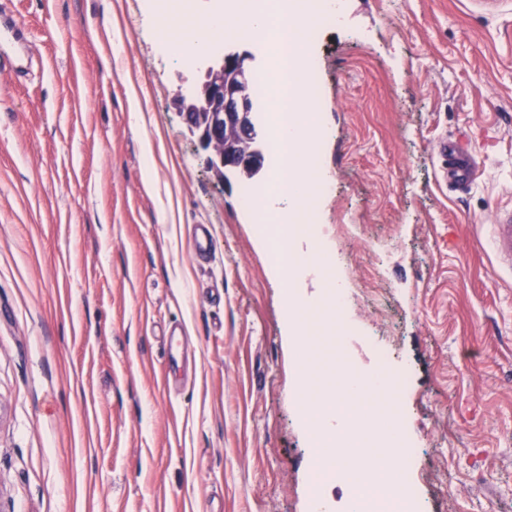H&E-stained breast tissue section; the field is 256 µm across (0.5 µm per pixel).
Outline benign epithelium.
<instances>
[{
	"mask_svg": "<svg viewBox=\"0 0 512 512\" xmlns=\"http://www.w3.org/2000/svg\"><path fill=\"white\" fill-rule=\"evenodd\" d=\"M248 54L212 55L201 63L199 80L180 95L187 131L206 168L221 181L228 174L260 177L266 161L250 100Z\"/></svg>",
	"mask_w": 512,
	"mask_h": 512,
	"instance_id": "1",
	"label": "benign epithelium"
}]
</instances>
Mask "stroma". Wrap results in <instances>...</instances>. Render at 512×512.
Wrapping results in <instances>:
<instances>
[{"label":"stroma","instance_id":"obj_1","mask_svg":"<svg viewBox=\"0 0 512 512\" xmlns=\"http://www.w3.org/2000/svg\"><path fill=\"white\" fill-rule=\"evenodd\" d=\"M4 4L29 63L0 71V512H311L300 395L367 372L375 341L406 375L377 408L408 428L421 512H512V0H339L303 40L333 190L292 243L327 260L288 283L244 179L186 130L198 73L156 0ZM444 138L479 164L466 186L439 176ZM495 237L493 246L509 262L512 261V209L499 210L492 220Z\"/></svg>","mask_w":512,"mask_h":512}]
</instances>
